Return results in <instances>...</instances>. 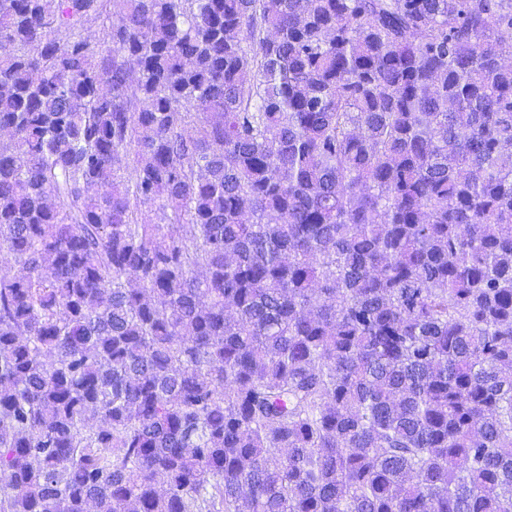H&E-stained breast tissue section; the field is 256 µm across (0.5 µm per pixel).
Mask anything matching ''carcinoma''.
<instances>
[{
	"label": "carcinoma",
	"instance_id": "cac0c4a2",
	"mask_svg": "<svg viewBox=\"0 0 512 512\" xmlns=\"http://www.w3.org/2000/svg\"><path fill=\"white\" fill-rule=\"evenodd\" d=\"M507 58L512 0H0V512H512Z\"/></svg>",
	"mask_w": 512,
	"mask_h": 512
}]
</instances>
